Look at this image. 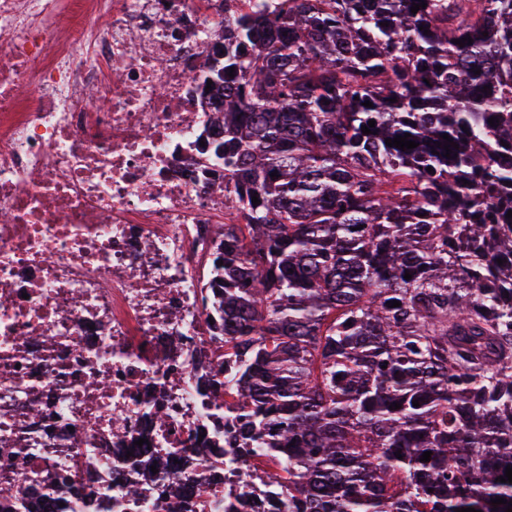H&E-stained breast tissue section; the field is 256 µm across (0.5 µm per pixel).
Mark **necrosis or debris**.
Wrapping results in <instances>:
<instances>
[{
  "label": "necrosis or debris",
  "mask_w": 512,
  "mask_h": 512,
  "mask_svg": "<svg viewBox=\"0 0 512 512\" xmlns=\"http://www.w3.org/2000/svg\"><path fill=\"white\" fill-rule=\"evenodd\" d=\"M234 9L0 0V512L34 488L58 512H167L155 464L183 512L265 497L211 404L224 292L204 270L232 213L208 61Z\"/></svg>",
  "instance_id": "1"
}]
</instances>
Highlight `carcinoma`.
I'll list each match as a JSON object with an SVG mask.
<instances>
[{"label":"carcinoma","instance_id":"carcinoma-1","mask_svg":"<svg viewBox=\"0 0 512 512\" xmlns=\"http://www.w3.org/2000/svg\"><path fill=\"white\" fill-rule=\"evenodd\" d=\"M221 56L214 404L264 512H505L512 0H240Z\"/></svg>","mask_w":512,"mask_h":512}]
</instances>
